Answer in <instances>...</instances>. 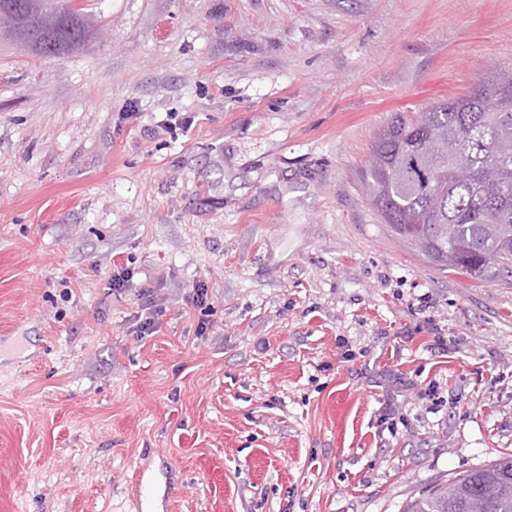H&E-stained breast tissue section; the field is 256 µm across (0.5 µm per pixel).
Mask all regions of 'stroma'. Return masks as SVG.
Returning a JSON list of instances; mask_svg holds the SVG:
<instances>
[{
    "instance_id": "1",
    "label": "stroma",
    "mask_w": 512,
    "mask_h": 512,
    "mask_svg": "<svg viewBox=\"0 0 512 512\" xmlns=\"http://www.w3.org/2000/svg\"><path fill=\"white\" fill-rule=\"evenodd\" d=\"M80 2L56 58L0 28V512H134L139 470L143 512H404L512 454V278L363 181L392 113L512 71V0ZM152 288L150 286H141L136 291V297L139 300L146 299L140 306V311L137 312V320L134 332L136 336H150L157 332L159 316H161V308H158L154 300L150 298Z\"/></svg>"
}]
</instances>
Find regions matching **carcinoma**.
<instances>
[{"label":"carcinoma","mask_w":512,"mask_h":512,"mask_svg":"<svg viewBox=\"0 0 512 512\" xmlns=\"http://www.w3.org/2000/svg\"><path fill=\"white\" fill-rule=\"evenodd\" d=\"M8 32L40 57L82 47L91 26L57 0H0ZM364 169L372 206L392 232L445 272L512 277V73L495 68L464 96L395 112ZM464 168L468 176L457 177ZM405 512H512V455L432 489Z\"/></svg>","instance_id":"1"}]
</instances>
